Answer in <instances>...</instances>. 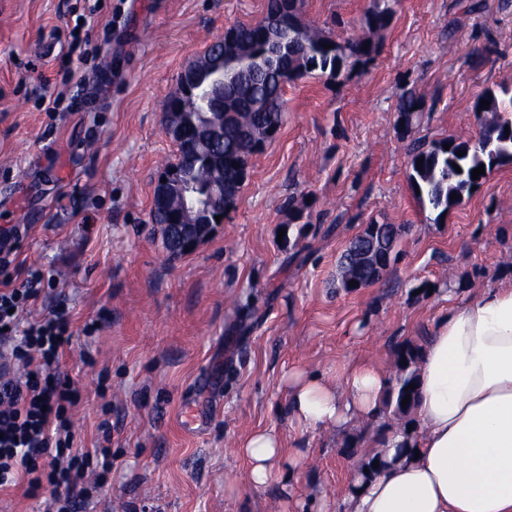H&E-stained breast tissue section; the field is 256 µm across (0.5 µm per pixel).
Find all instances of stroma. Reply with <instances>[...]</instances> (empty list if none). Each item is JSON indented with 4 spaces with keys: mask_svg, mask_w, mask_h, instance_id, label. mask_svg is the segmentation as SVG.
<instances>
[{
    "mask_svg": "<svg viewBox=\"0 0 512 512\" xmlns=\"http://www.w3.org/2000/svg\"><path fill=\"white\" fill-rule=\"evenodd\" d=\"M264 3L100 0L89 36L102 66L78 69L67 108L47 112L37 92L62 67L85 0H0V227L31 225L24 257L61 280L46 304L72 312L62 369L82 394L79 446L112 439V481L84 512H336L362 460L343 447L365 424L296 428L288 373L332 377L367 357L395 378L397 345L447 314L449 290L512 280V163L449 213L424 207L396 112L415 90L427 107L412 137L477 140L495 116L474 112L475 99H512V0H395L375 61L289 83L286 121L224 224L168 258L149 216L176 152L164 104L225 26L259 21ZM373 4L306 0L302 20L339 42L364 37ZM288 195L312 225L295 259L278 239ZM374 221L403 225L399 259L345 292L336 259ZM259 429L307 459L256 489L238 445Z\"/></svg>",
    "mask_w": 512,
    "mask_h": 512,
    "instance_id": "obj_1",
    "label": "stroma"
}]
</instances>
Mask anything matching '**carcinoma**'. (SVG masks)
<instances>
[{
    "mask_svg": "<svg viewBox=\"0 0 512 512\" xmlns=\"http://www.w3.org/2000/svg\"><path fill=\"white\" fill-rule=\"evenodd\" d=\"M305 0H266L264 15L270 20L271 29L263 25L237 22L230 25L232 41L249 56L211 57V66L197 73V92L202 94L214 84L243 70H248L243 91L230 99L224 113V138L213 140L207 147L209 164H187L181 152H176L166 168L176 170L173 186L191 185L194 193L204 197L208 193V181L224 182V193L232 200L239 196L245 183L247 169L252 158L263 152L273 142L285 123L286 109L283 99L285 86L309 73L318 71L332 79L344 70L365 67L379 54V45L366 43L360 37H351L343 43L333 40L323 32L302 22ZM393 5L389 2L375 4L365 15L368 28L385 30L393 18ZM331 48L326 49L324 45ZM368 49H363V46ZM481 99L490 102L487 112H499L501 116L485 129L481 139L470 142L447 138L426 142L413 139L407 150L410 158V181L413 189L420 191L417 198L434 209L448 211L459 204L463 194L482 184L493 170L512 160V113L494 93L488 91ZM425 102L416 92L407 90L399 98L397 111L403 133H408L413 119L424 111ZM187 124L182 128L186 141L202 133V118L197 112L186 113ZM449 145L444 149L443 145ZM464 155L457 156L458 152ZM423 164H417L418 160ZM484 166V174L472 179V170ZM461 172H456V169ZM456 194L450 198V194ZM401 227L395 224L373 222L364 230L365 238L359 248L347 250L338 257L339 284L347 292L355 291L350 281L367 282L374 274L372 265L362 255L374 251L383 259L387 268L396 261L395 246ZM399 374L390 389L386 407L406 418L416 400L417 391L410 384L417 383L418 346L401 344L395 349ZM407 404H402L404 398Z\"/></svg>",
    "mask_w": 512,
    "mask_h": 512,
    "instance_id": "cac0c4a2",
    "label": "carcinoma"
}]
</instances>
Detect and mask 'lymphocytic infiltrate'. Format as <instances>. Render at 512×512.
Wrapping results in <instances>:
<instances>
[{
  "label": "lymphocytic infiltrate",
  "mask_w": 512,
  "mask_h": 512,
  "mask_svg": "<svg viewBox=\"0 0 512 512\" xmlns=\"http://www.w3.org/2000/svg\"><path fill=\"white\" fill-rule=\"evenodd\" d=\"M29 226L0 228V490L50 486L48 512H81L91 489L106 486L112 448L79 449L73 412L81 392L60 369L71 344L70 314L38 308L58 279L19 259Z\"/></svg>",
  "instance_id": "1"
}]
</instances>
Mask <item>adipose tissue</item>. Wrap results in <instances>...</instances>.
Here are the masks:
<instances>
[{"label":"adipose tissue","mask_w":512,"mask_h":512,"mask_svg":"<svg viewBox=\"0 0 512 512\" xmlns=\"http://www.w3.org/2000/svg\"><path fill=\"white\" fill-rule=\"evenodd\" d=\"M413 450L397 455L401 430L382 426L388 382L368 359L341 364L335 377H288V410L303 430L378 424L366 455L390 464L355 480L344 512H512V284L497 283L448 305L434 322L417 367ZM251 485L280 482L304 451L284 456L277 433L252 432L239 445Z\"/></svg>","instance_id":"adipose-tissue-1"}]
</instances>
